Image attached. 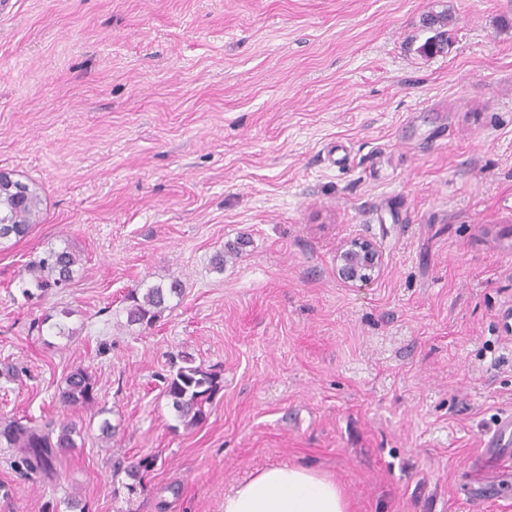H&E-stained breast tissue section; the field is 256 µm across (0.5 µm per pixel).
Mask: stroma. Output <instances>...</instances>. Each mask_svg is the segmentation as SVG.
<instances>
[{"label": "stroma", "mask_w": 512, "mask_h": 512, "mask_svg": "<svg viewBox=\"0 0 512 512\" xmlns=\"http://www.w3.org/2000/svg\"><path fill=\"white\" fill-rule=\"evenodd\" d=\"M449 46L423 57L427 13ZM512 0H0V169L38 193L0 244V422L96 405L0 512H223L288 464L348 512H512ZM383 252L366 285L336 252ZM67 247L72 281L26 290ZM223 255V268L213 258ZM180 279L149 328L134 288ZM220 386L198 426L165 395ZM113 426L104 440L100 424ZM154 459L136 493L112 464ZM383 256L379 247L366 239L344 244L336 255V274L344 282L357 286L368 284L380 271ZM218 375L200 366L179 367L169 378L166 396L185 427H195L205 419V404L218 390ZM59 404L64 410L89 408L95 403L91 377L83 368L73 370L65 380V387L59 393Z\"/></svg>", "instance_id": "35a3bbf8"}]
</instances>
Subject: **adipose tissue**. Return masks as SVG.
<instances>
[{
	"instance_id": "obj_1",
	"label": "adipose tissue",
	"mask_w": 512,
	"mask_h": 512,
	"mask_svg": "<svg viewBox=\"0 0 512 512\" xmlns=\"http://www.w3.org/2000/svg\"><path fill=\"white\" fill-rule=\"evenodd\" d=\"M224 512H346L335 482L308 470L271 466L224 497Z\"/></svg>"
}]
</instances>
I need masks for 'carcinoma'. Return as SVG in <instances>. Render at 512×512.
<instances>
[{
  "label": "carcinoma",
  "mask_w": 512,
  "mask_h": 512,
  "mask_svg": "<svg viewBox=\"0 0 512 512\" xmlns=\"http://www.w3.org/2000/svg\"><path fill=\"white\" fill-rule=\"evenodd\" d=\"M447 25V18L442 14H430L423 18L422 27L434 31L419 47L426 56L444 52L448 39L441 28ZM40 198L14 213L16 223L0 224V240L5 238L21 239L25 237L32 225L28 221L37 220L40 212ZM79 260L75 253L65 247L61 250H49L38 262L28 266L35 285L46 290L62 282L69 281L75 273ZM182 293V284L173 279L169 283L153 284L144 291L134 288L127 294L129 302L126 308L127 325H139L144 328L153 326L167 308L168 300ZM218 375L200 366H182L176 374L169 378L166 385V396L185 427H195L205 419V404L210 401L218 390ZM95 403L91 377L83 368L73 370L65 380V387L59 393V404L65 410L70 408H89ZM81 429L73 421L50 420L43 425H32L21 420L0 423V447L14 448L17 455L13 465L26 474L52 478L57 474V467L62 456L76 447V437ZM154 465L147 458L131 462L127 465L118 463L115 472H124L133 483L126 485L129 492L136 491V483L141 481L142 474Z\"/></svg>",
  "instance_id": "carcinoma-1"
}]
</instances>
